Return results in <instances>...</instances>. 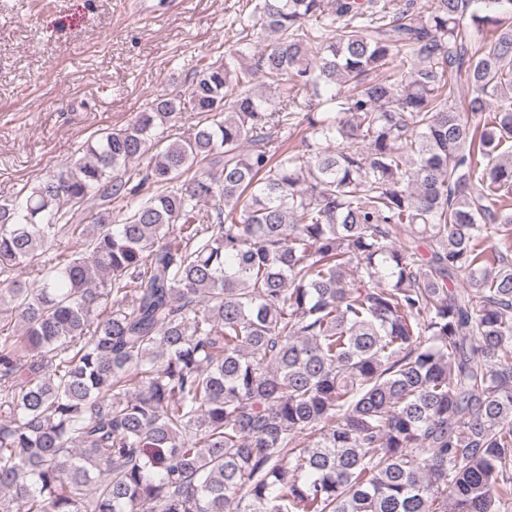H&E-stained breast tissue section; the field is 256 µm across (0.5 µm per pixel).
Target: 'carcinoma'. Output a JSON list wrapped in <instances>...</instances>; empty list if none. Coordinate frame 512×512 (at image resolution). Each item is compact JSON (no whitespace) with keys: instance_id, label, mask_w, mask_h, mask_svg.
Returning <instances> with one entry per match:
<instances>
[{"instance_id":"cac0c4a2","label":"carcinoma","mask_w":512,"mask_h":512,"mask_svg":"<svg viewBox=\"0 0 512 512\" xmlns=\"http://www.w3.org/2000/svg\"><path fill=\"white\" fill-rule=\"evenodd\" d=\"M473 4L257 0L253 62L0 203V512H512V0Z\"/></svg>"}]
</instances>
